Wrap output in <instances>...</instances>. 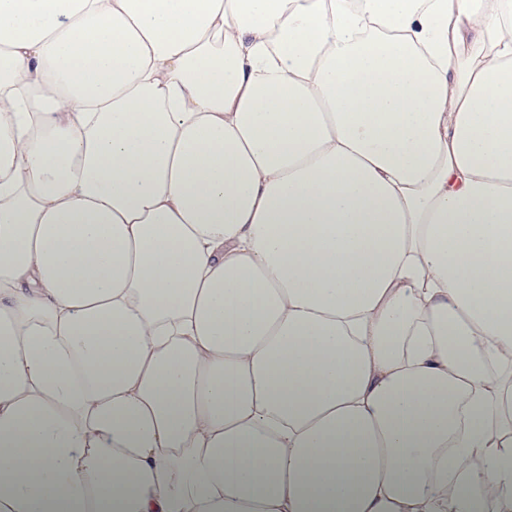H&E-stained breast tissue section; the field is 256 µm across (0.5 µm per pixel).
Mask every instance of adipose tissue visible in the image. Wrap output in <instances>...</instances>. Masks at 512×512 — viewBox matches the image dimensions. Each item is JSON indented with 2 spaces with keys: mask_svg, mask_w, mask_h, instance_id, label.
Returning a JSON list of instances; mask_svg holds the SVG:
<instances>
[{
  "mask_svg": "<svg viewBox=\"0 0 512 512\" xmlns=\"http://www.w3.org/2000/svg\"><path fill=\"white\" fill-rule=\"evenodd\" d=\"M0 512H512V0H0Z\"/></svg>",
  "mask_w": 512,
  "mask_h": 512,
  "instance_id": "1",
  "label": "adipose tissue"
}]
</instances>
